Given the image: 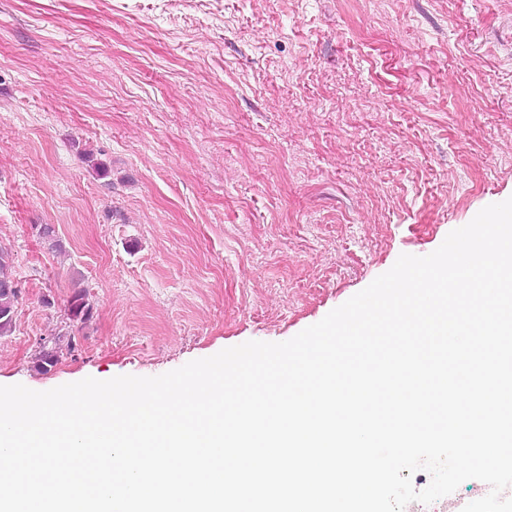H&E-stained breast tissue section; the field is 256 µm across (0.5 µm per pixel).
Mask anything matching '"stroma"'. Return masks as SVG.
<instances>
[{"label":"stroma","instance_id":"35a3bbf8","mask_svg":"<svg viewBox=\"0 0 512 512\" xmlns=\"http://www.w3.org/2000/svg\"><path fill=\"white\" fill-rule=\"evenodd\" d=\"M511 197L512 0H0V385L289 340ZM12 268V256L0 249V336L13 329L15 306L20 295V289L13 278Z\"/></svg>","mask_w":512,"mask_h":512}]
</instances>
